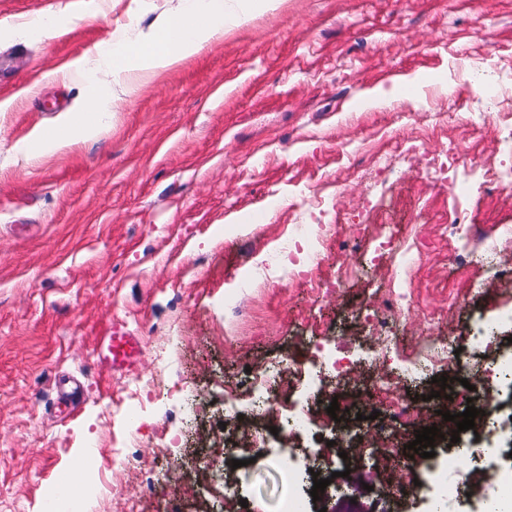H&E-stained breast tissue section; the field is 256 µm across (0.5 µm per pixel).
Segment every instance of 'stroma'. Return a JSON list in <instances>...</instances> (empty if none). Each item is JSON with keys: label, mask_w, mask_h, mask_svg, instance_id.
<instances>
[{"label": "stroma", "mask_w": 512, "mask_h": 512, "mask_svg": "<svg viewBox=\"0 0 512 512\" xmlns=\"http://www.w3.org/2000/svg\"><path fill=\"white\" fill-rule=\"evenodd\" d=\"M178 4L0 0V512H37L45 486L91 450L107 482L96 512H220L225 489L205 457L224 438L212 413L194 415L195 394L223 396L247 369L298 357V336L356 349L360 307L389 286L363 239L337 302L264 274L295 203L320 199L326 222L351 226L372 202L377 223L415 225L426 263L398 274L421 303L467 287V319L496 314L481 280L453 272L439 227L512 226V198L482 189L459 207L407 162L381 177L360 149L460 143L475 161L460 178L511 165L493 127L427 129L416 115L468 111L477 77L512 97V0H272L141 84H100L111 124L47 150L90 92L71 70ZM235 300L251 306L241 324ZM115 326L142 342L124 372L98 356ZM135 405L138 437L124 444ZM224 450L239 462L236 499L280 512L287 438Z\"/></svg>", "instance_id": "1"}]
</instances>
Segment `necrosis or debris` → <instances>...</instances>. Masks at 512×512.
<instances>
[{"label":"necrosis or debris","mask_w":512,"mask_h":512,"mask_svg":"<svg viewBox=\"0 0 512 512\" xmlns=\"http://www.w3.org/2000/svg\"><path fill=\"white\" fill-rule=\"evenodd\" d=\"M502 97L500 86L486 89L481 99L482 109L445 114L444 123L465 122L473 129L495 124L500 138L512 144V120L497 119ZM466 148L449 147L441 157L426 150L421 140L401 145L397 157L377 155L378 172L390 169L395 158L417 162L434 179L444 181L449 197L458 203L471 198L476 185L471 180L450 177V164L463 162ZM336 231L332 224H296L276 243L271 258L263 260V267L281 269L289 283L308 284L318 296L341 293L353 279L356 269L344 252H337L335 272L325 277L320 273L319 255ZM360 238L384 244L387 262L376 264L380 278L393 275L390 263L410 255L409 238L397 239L386 232L382 224H361ZM441 234L454 253L456 269L471 271L478 252L492 257L491 288H512V228L491 236L477 224H463L453 220L442 225ZM469 305L468 294L458 290L448 308L422 313L407 283L400 282L388 288L380 302H366L364 313L371 331L367 351L336 355L331 348H308L306 362L298 375L300 394L289 400V382L285 371L276 367L254 369L243 381L240 391H225L223 398L204 399V406L220 405L224 422L231 424L237 442L255 448L265 444L272 426L284 425L289 438L303 439L326 433L328 441L319 445L318 453L329 464L344 468L345 458L369 453L389 489L410 492L416 482L433 486L440 503L451 506L461 497H468L475 512H492L495 501L512 500V446L496 444L500 434L512 437V354H503L500 342L503 334L512 333V302L502 301L497 306L493 322L476 320L464 333L454 339L436 337L433 343L400 344L397 336L402 321L425 316L435 326L449 323L458 326V313ZM373 365L372 381L386 400L380 416L358 429L350 423H338L328 415L327 404L346 386L364 373L366 365ZM445 370L451 373L467 372L473 386L469 396L481 414L474 420L473 429L454 432L452 424L436 423L432 411H414L405 398V389L418 371ZM418 414L423 426H438L441 434H458V446L445 448L442 455L431 458L404 459L403 447L407 441L406 426L411 414ZM466 448L476 457V464L462 475H455L457 448Z\"/></svg>","instance_id":"obj_1"}]
</instances>
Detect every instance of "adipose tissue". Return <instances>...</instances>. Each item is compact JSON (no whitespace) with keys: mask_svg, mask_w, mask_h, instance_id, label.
<instances>
[{"mask_svg":"<svg viewBox=\"0 0 512 512\" xmlns=\"http://www.w3.org/2000/svg\"><path fill=\"white\" fill-rule=\"evenodd\" d=\"M264 0H181L162 25L149 37L126 40L114 45L111 52L99 54L81 65L78 76L84 83L95 86L101 76L120 81L142 78L179 64L196 53L202 45L219 39L227 26L238 24L246 16L248 5H262ZM137 58L142 66L130 74L128 62ZM109 112L97 96H89L73 113L67 130L47 136L49 147L59 148L71 143L74 137L95 132L104 126Z\"/></svg>","mask_w":512,"mask_h":512,"instance_id":"adipose-tissue-1","label":"adipose tissue"}]
</instances>
